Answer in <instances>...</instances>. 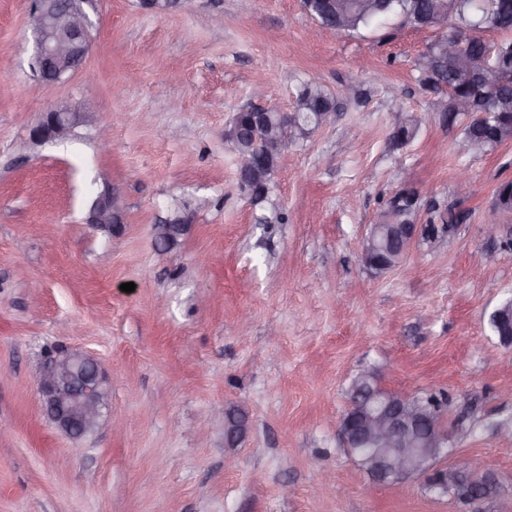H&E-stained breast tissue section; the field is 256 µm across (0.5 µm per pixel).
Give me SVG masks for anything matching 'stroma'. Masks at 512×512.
<instances>
[{
  "label": "stroma",
  "mask_w": 512,
  "mask_h": 512,
  "mask_svg": "<svg viewBox=\"0 0 512 512\" xmlns=\"http://www.w3.org/2000/svg\"><path fill=\"white\" fill-rule=\"evenodd\" d=\"M30 5L0 0V512H495L423 476L374 483L338 438L348 385L370 368L383 388L445 393L449 463L479 456L512 492V350L489 324L512 297V211L484 220L512 181V142L478 152L444 127L415 66L440 28L391 16L320 31L302 0H184L162 17L89 0L94 83L46 85ZM258 85L265 107L292 111L306 85L336 106L285 148L261 209L224 142ZM50 109L85 118L32 140ZM407 114L420 134L398 149ZM408 188L417 223L447 208L458 223L367 269L371 225ZM107 189L124 205L110 232L86 222ZM176 212L187 229L158 252ZM60 345L102 361L124 434L104 422L74 441L45 418L35 372ZM232 417L246 422L233 438ZM421 119L413 114L405 115L402 120L393 128L391 140L396 146H407L411 144L420 132Z\"/></svg>",
  "instance_id": "1"
}]
</instances>
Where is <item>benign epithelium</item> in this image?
<instances>
[{
	"instance_id": "7a95c632",
	"label": "benign epithelium",
	"mask_w": 512,
	"mask_h": 512,
	"mask_svg": "<svg viewBox=\"0 0 512 512\" xmlns=\"http://www.w3.org/2000/svg\"><path fill=\"white\" fill-rule=\"evenodd\" d=\"M29 26L34 37V60L42 81L56 83L75 71L84 70L91 41L85 12L60 0H31ZM82 121L78 112L49 110L42 113L31 135L39 141L65 137ZM244 183L252 189L269 179L266 167H257L251 157H238ZM87 223L96 228L112 229L123 223V207L110 191L100 194L91 204ZM187 220L175 215L156 227L161 247L173 243L185 231ZM422 225L412 221L402 225L400 255L406 256L420 236ZM44 415L55 427L73 439L98 427L107 407L109 392L102 363L78 348H59L49 352L36 371ZM382 400L371 402L365 392L348 401L339 419L343 447L361 464L362 469L379 484L402 485L411 475L433 474L445 469L441 461L447 449L448 429L441 419L427 420L426 441L419 446L415 430L423 415L402 397L381 391ZM484 471L482 488L471 490L468 478ZM449 483L461 488V499L470 504L495 499L496 478L483 470L481 461L472 457L453 466Z\"/></svg>"
}]
</instances>
